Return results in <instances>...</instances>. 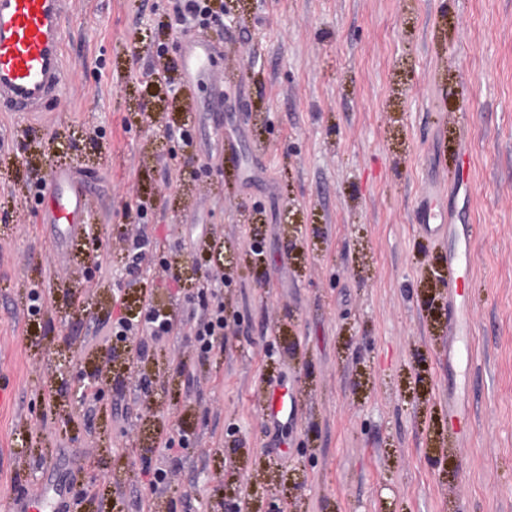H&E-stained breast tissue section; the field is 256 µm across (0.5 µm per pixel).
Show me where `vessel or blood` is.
<instances>
[{
    "label": "vessel or blood",
    "instance_id": "b4317fda",
    "mask_svg": "<svg viewBox=\"0 0 512 512\" xmlns=\"http://www.w3.org/2000/svg\"><path fill=\"white\" fill-rule=\"evenodd\" d=\"M68 0H0V112H43L63 96L69 85L64 52ZM181 58L186 73L202 71L218 56L217 46L199 35L184 39ZM93 202L68 168L52 169L41 202V223L60 224L63 236L75 239L86 232ZM471 245L448 258L451 290H458L471 260Z\"/></svg>",
    "mask_w": 512,
    "mask_h": 512
}]
</instances>
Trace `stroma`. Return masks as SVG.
Returning a JSON list of instances; mask_svg holds the SVG:
<instances>
[{
    "instance_id": "1",
    "label": "stroma",
    "mask_w": 512,
    "mask_h": 512,
    "mask_svg": "<svg viewBox=\"0 0 512 512\" xmlns=\"http://www.w3.org/2000/svg\"><path fill=\"white\" fill-rule=\"evenodd\" d=\"M175 0H71L67 92L32 117L0 112V512L49 492L56 512H512V0H234L207 29L216 69L187 80ZM170 67L177 87L122 79ZM193 129V144L165 135ZM238 145L234 162L225 143ZM193 167L166 186L163 168ZM98 201L87 239L57 251L35 184L56 166ZM178 281L151 271L156 303L181 311L186 271L220 266L224 353L179 340L132 364L84 342L139 308L123 266V214ZM472 234L464 284L474 355L448 436V285L454 248L419 224ZM263 262L250 269L249 243ZM109 270L95 271V262ZM50 289L49 325L28 317ZM93 378L99 404L72 392ZM127 419L112 413L115 378ZM286 388L296 410L265 412ZM187 431L181 466L152 499L144 456Z\"/></svg>"
}]
</instances>
